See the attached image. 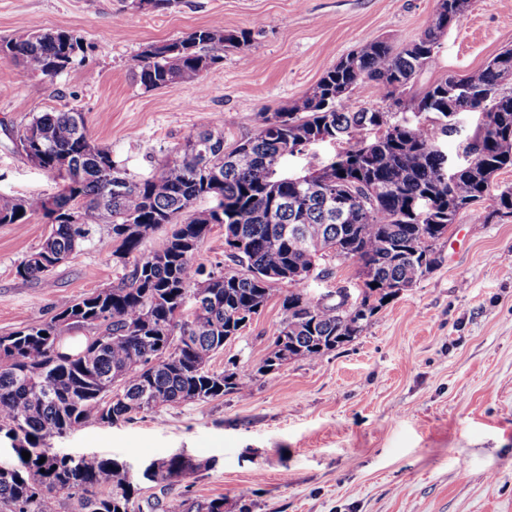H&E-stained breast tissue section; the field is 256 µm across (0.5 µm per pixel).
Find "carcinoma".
Listing matches in <instances>:
<instances>
[{"label": "carcinoma", "instance_id": "cac0c4a2", "mask_svg": "<svg viewBox=\"0 0 512 512\" xmlns=\"http://www.w3.org/2000/svg\"><path fill=\"white\" fill-rule=\"evenodd\" d=\"M470 0H438L417 41L397 51L384 40L365 44L327 70L316 86L280 112L264 113L231 148L224 132L191 134L178 155L135 181L112 152L94 144L83 112H45L16 132L22 153L64 181L32 204L0 194V224H24L38 208L51 229L17 266L26 280L44 278L45 261L93 243L112 226V256L131 270L112 288L58 307L48 321L0 336V437L17 462L0 464V512H135L138 491L127 465L97 455L57 453L48 441L89 426L128 421L145 412L250 387L241 371L218 373L211 357L265 306L272 286L288 284L287 317L257 369L265 375L295 358L319 360L351 342L374 314L438 264L434 245L461 215L488 224L512 217V49L465 78L446 76L418 94L407 88L436 59L448 27ZM251 34L202 27L137 56L146 90L199 84L224 60V45L246 48ZM10 61L31 75L55 77L82 62V41L64 31H37L5 42ZM372 90L366 108L354 90ZM402 109L390 112L396 96ZM481 105L470 157L448 178V109ZM394 126L368 140L381 120ZM342 142L348 159L304 174L283 162L315 142ZM215 205L200 213L197 200ZM216 225L240 269L205 272L196 261ZM169 227L157 250L146 240ZM358 265L361 303H334L304 288L321 261ZM88 326L93 334L68 336ZM30 453L24 459L22 452ZM160 482L188 476L182 456L161 460Z\"/></svg>", "mask_w": 512, "mask_h": 512}]
</instances>
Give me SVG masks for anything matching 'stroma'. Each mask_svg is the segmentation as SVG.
Returning a JSON list of instances; mask_svg holds the SVG:
<instances>
[{"mask_svg": "<svg viewBox=\"0 0 512 512\" xmlns=\"http://www.w3.org/2000/svg\"><path fill=\"white\" fill-rule=\"evenodd\" d=\"M437 0H180L166 11L131 0H0V41L65 29L83 62L54 79L21 75L0 90V193L38 201L59 178L19 152L12 132L45 112H83L92 141L129 178H150L192 132L214 127L232 146L261 113L290 106L324 72L375 39L417 40ZM247 30L202 87L145 90L136 57L200 27ZM512 48V0H472L440 39L436 61L412 81L424 91ZM50 229L41 212L0 224V336L51 319L65 300L118 285L108 226L41 280L18 264ZM439 264L384 306L350 343L319 360L257 369L286 313L287 285L209 361L254 374L236 393L93 425L55 438L71 455L109 456L139 471L177 453L196 468L165 486L140 482L142 512L223 499L224 512H512V218H460Z\"/></svg>", "mask_w": 512, "mask_h": 512, "instance_id": "stroma-1", "label": "stroma"}]
</instances>
